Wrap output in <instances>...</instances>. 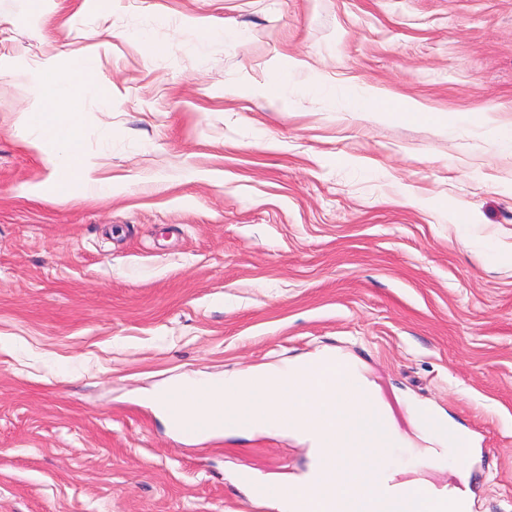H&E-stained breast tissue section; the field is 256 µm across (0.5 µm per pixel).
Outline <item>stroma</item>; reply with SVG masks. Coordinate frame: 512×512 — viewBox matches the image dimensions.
Masks as SVG:
<instances>
[{
  "label": "stroma",
  "mask_w": 512,
  "mask_h": 512,
  "mask_svg": "<svg viewBox=\"0 0 512 512\" xmlns=\"http://www.w3.org/2000/svg\"><path fill=\"white\" fill-rule=\"evenodd\" d=\"M0 0V512H267L240 470L308 444L188 441L150 396L333 348L461 426L470 512H512V0ZM214 24L234 32L205 57ZM167 45L146 57L139 35ZM91 53L112 195L26 196L37 62ZM292 69L285 99L263 94ZM448 115L347 108L359 93Z\"/></svg>",
  "instance_id": "1"
}]
</instances>
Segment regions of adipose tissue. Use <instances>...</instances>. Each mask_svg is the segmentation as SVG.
Returning <instances> with one entry per match:
<instances>
[{
	"label": "adipose tissue",
	"instance_id": "obj_1",
	"mask_svg": "<svg viewBox=\"0 0 512 512\" xmlns=\"http://www.w3.org/2000/svg\"><path fill=\"white\" fill-rule=\"evenodd\" d=\"M30 74L36 99L25 118L28 133L24 141L29 149L49 156L55 166L54 176L36 187L37 197L63 198L75 184L90 198L110 191L111 179L100 177L97 162L83 147L82 101L90 94L107 98L112 95L92 57L78 59L65 72L53 61L41 62ZM355 102L358 110L378 112L398 121H421L434 126L448 122L447 113L430 112L406 101L359 95ZM408 416L418 438L434 444L437 459H446L448 454L457 452L465 433L456 424L426 407H409Z\"/></svg>",
	"mask_w": 512,
	"mask_h": 512
}]
</instances>
